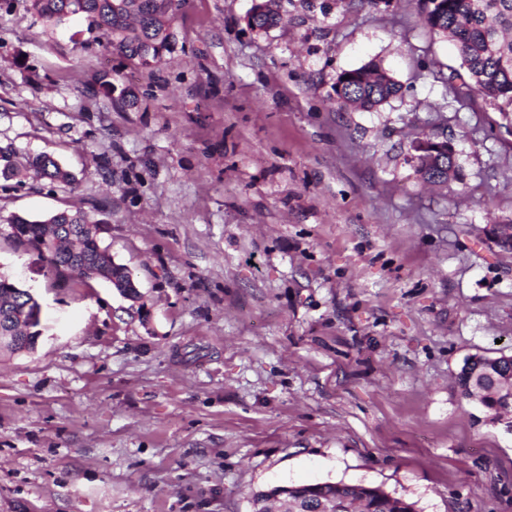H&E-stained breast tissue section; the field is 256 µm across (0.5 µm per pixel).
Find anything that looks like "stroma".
Instances as JSON below:
<instances>
[{
  "label": "stroma",
  "mask_w": 512,
  "mask_h": 512,
  "mask_svg": "<svg viewBox=\"0 0 512 512\" xmlns=\"http://www.w3.org/2000/svg\"><path fill=\"white\" fill-rule=\"evenodd\" d=\"M251 6L184 0L148 69L83 19L0 11V148L74 177L0 190V275L42 306L35 350H0V512H250L338 481L512 512V432L455 382L512 355V123L449 87L421 0H286L266 33ZM370 63L399 95L337 103ZM434 130L442 187L415 172ZM76 208L138 298L57 284L5 222ZM423 138H425L426 140L431 141V142H426V141L416 142L414 144V149L417 152H423V151L428 150V152L432 153L434 156L437 155V153L447 152L448 156H450L452 159V167L448 171L446 170V168H442V166H441V169H443V171H444V176H446V174H448V178L452 177L453 172L456 169L455 152H454L452 146L448 145V142L437 143V142H441V140L439 139L438 133H435V132L430 133V134H425V136ZM433 141H435V142H433ZM439 159H440V156L437 155L434 159L433 165L423 163L421 166L416 167V173L421 180H423L424 182H427V183L447 184L444 180H440L439 182L434 180L437 173L440 171ZM457 175H458V172L456 174V170H455L453 179H457Z\"/></svg>",
  "instance_id": "stroma-1"
}]
</instances>
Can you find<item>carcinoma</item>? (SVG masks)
<instances>
[{
  "label": "carcinoma",
  "mask_w": 512,
  "mask_h": 512,
  "mask_svg": "<svg viewBox=\"0 0 512 512\" xmlns=\"http://www.w3.org/2000/svg\"><path fill=\"white\" fill-rule=\"evenodd\" d=\"M183 0H31V8L45 22L59 25L71 16L87 22L86 32H105L110 44L125 58L143 68L160 64L175 46L172 22ZM281 20V0H267L259 11H249L247 25L267 31ZM422 20L455 42L463 71L454 70L449 80L460 81L467 97L482 99L507 116L512 113V0H424ZM333 89L346 105L363 110L377 108L397 96L400 84L376 64L346 71ZM28 177L67 185L70 174L54 159L37 156L27 163ZM12 236L38 251L59 283L77 272L85 279L94 273L116 286H129L128 269L115 263L101 245L98 222L83 210H63L41 219L13 214L7 218ZM39 309L31 291L0 278V336H16L17 350L35 349L40 335ZM512 381V359L468 358L457 374L463 396L482 392L490 421L498 423L512 414V399L498 394ZM282 492L292 512L345 509L357 503L358 512H416L415 504L379 487L340 482L273 487L252 495L250 512H272L271 498Z\"/></svg>",
  "instance_id": "carcinoma-1"
}]
</instances>
